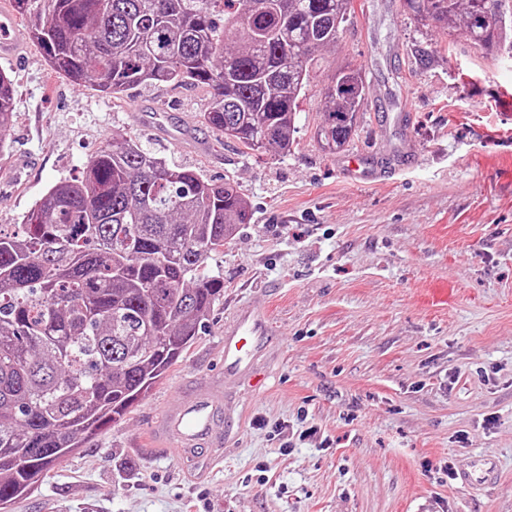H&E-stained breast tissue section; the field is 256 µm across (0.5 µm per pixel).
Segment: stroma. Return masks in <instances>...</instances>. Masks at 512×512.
<instances>
[{
	"label": "stroma",
	"instance_id": "obj_1",
	"mask_svg": "<svg viewBox=\"0 0 512 512\" xmlns=\"http://www.w3.org/2000/svg\"><path fill=\"white\" fill-rule=\"evenodd\" d=\"M507 39L482 50L404 0H352V21L300 99L287 153H254L200 120L205 87L108 97L53 72L25 34L0 135V230L16 233L112 135L167 163L234 179L251 208L203 270L224 294L195 343L141 401L12 512H512V0ZM360 67L368 104L352 142L321 147L324 89ZM357 157L349 166V157ZM447 285V302L431 290ZM267 309L255 387L227 384L224 459L197 482L149 441L172 389L219 367L224 317ZM489 451L497 483L442 480Z\"/></svg>",
	"mask_w": 512,
	"mask_h": 512
}]
</instances>
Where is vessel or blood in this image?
Here are the masks:
<instances>
[{
    "label": "vessel or blood",
    "mask_w": 512,
    "mask_h": 512,
    "mask_svg": "<svg viewBox=\"0 0 512 512\" xmlns=\"http://www.w3.org/2000/svg\"><path fill=\"white\" fill-rule=\"evenodd\" d=\"M20 52L9 12L0 11V57ZM269 315L252 307L237 309L224 321L222 368L204 386L175 388L150 432L155 447L191 463L196 477L204 478L224 456V384L252 378L258 357L267 348ZM497 479L492 454L475 455L462 470L469 487H488Z\"/></svg>",
    "instance_id": "vessel-or-blood-1"
}]
</instances>
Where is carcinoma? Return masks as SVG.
Returning a JSON list of instances; mask_svg holds the SVG:
<instances>
[{"instance_id": "1", "label": "carcinoma", "mask_w": 512, "mask_h": 512, "mask_svg": "<svg viewBox=\"0 0 512 512\" xmlns=\"http://www.w3.org/2000/svg\"><path fill=\"white\" fill-rule=\"evenodd\" d=\"M422 20L500 43L486 0H405ZM50 68L108 96L132 87L214 90L202 122L247 149L287 152L314 53L334 47L350 0H14ZM16 88L0 72V132ZM317 135L352 138L362 70H336ZM238 184L170 165L114 137L79 181L51 187L0 232V512L53 462L120 420L177 364L224 293L201 268L250 221Z\"/></svg>"}]
</instances>
